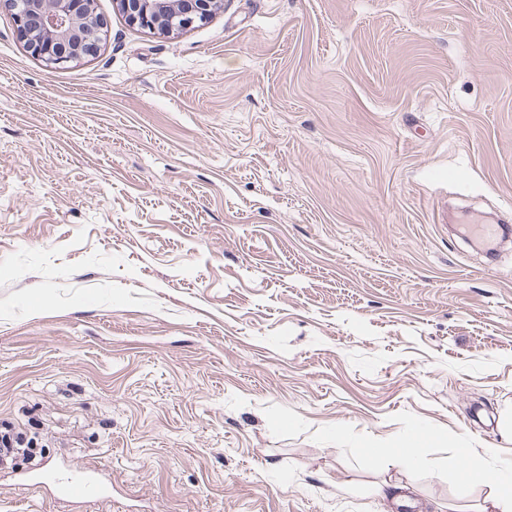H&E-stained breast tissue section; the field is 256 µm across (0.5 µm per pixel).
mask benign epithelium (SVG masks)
<instances>
[{
  "label": "benign epithelium",
  "mask_w": 512,
  "mask_h": 512,
  "mask_svg": "<svg viewBox=\"0 0 512 512\" xmlns=\"http://www.w3.org/2000/svg\"><path fill=\"white\" fill-rule=\"evenodd\" d=\"M127 23L170 34L209 20L223 0H113ZM27 51L49 68L94 55L105 36L94 0H0Z\"/></svg>",
  "instance_id": "obj_1"
}]
</instances>
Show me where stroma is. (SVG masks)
Wrapping results in <instances>:
<instances>
[{
    "mask_svg": "<svg viewBox=\"0 0 512 512\" xmlns=\"http://www.w3.org/2000/svg\"><path fill=\"white\" fill-rule=\"evenodd\" d=\"M0 12V512H479L512 465V0ZM480 422H473V412ZM426 438L419 464L368 448ZM99 471L71 501L40 468ZM27 51L49 68L94 55L106 36L94 0H1ZM127 23L150 32L170 34L209 20L223 0H113Z\"/></svg>",
    "mask_w": 512,
    "mask_h": 512,
    "instance_id": "obj_1",
    "label": "stroma"
}]
</instances>
